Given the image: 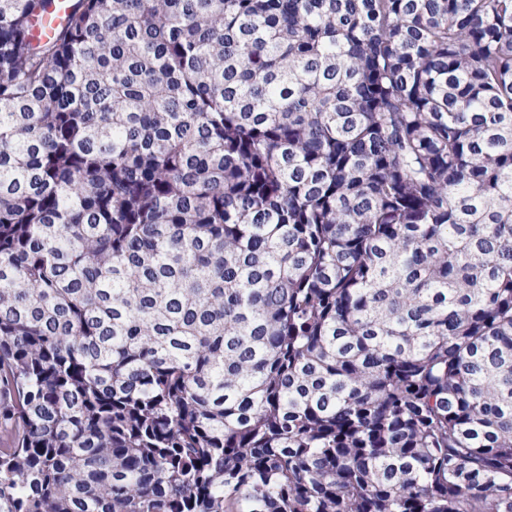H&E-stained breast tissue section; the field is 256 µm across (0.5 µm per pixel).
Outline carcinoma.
<instances>
[{
	"mask_svg": "<svg viewBox=\"0 0 512 512\" xmlns=\"http://www.w3.org/2000/svg\"><path fill=\"white\" fill-rule=\"evenodd\" d=\"M0 0V512H512V0ZM69 0H51L47 10L33 21L32 35L36 39L46 40L66 22L70 13Z\"/></svg>",
	"mask_w": 512,
	"mask_h": 512,
	"instance_id": "1",
	"label": "carcinoma"
}]
</instances>
